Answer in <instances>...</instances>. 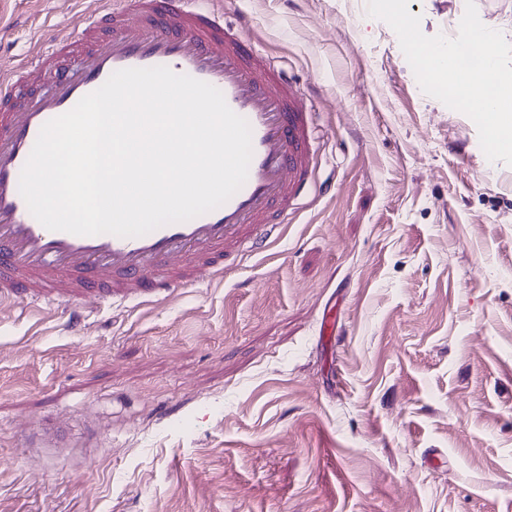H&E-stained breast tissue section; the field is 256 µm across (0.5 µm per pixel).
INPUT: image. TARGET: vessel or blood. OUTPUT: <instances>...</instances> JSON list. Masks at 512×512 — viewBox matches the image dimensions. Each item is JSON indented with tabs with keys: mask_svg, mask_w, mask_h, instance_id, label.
<instances>
[{
	"mask_svg": "<svg viewBox=\"0 0 512 512\" xmlns=\"http://www.w3.org/2000/svg\"><path fill=\"white\" fill-rule=\"evenodd\" d=\"M73 34L0 80V301L30 307L90 299L146 303L224 276L227 261L265 243L316 166L305 95L257 51L243 26L203 0H94ZM165 66L218 88L252 130L242 188L213 211L139 237L45 228L19 191L41 128L116 71Z\"/></svg>",
	"mask_w": 512,
	"mask_h": 512,
	"instance_id": "vessel-or-blood-1",
	"label": "vessel or blood"
}]
</instances>
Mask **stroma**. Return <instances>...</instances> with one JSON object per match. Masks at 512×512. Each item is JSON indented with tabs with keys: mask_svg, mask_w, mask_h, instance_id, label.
Here are the masks:
<instances>
[{
	"mask_svg": "<svg viewBox=\"0 0 512 512\" xmlns=\"http://www.w3.org/2000/svg\"><path fill=\"white\" fill-rule=\"evenodd\" d=\"M208 5L305 92L310 190L220 281L0 302V512H512V166L367 0ZM89 7L0 0V66Z\"/></svg>",
	"mask_w": 512,
	"mask_h": 512,
	"instance_id": "stroma-1",
	"label": "stroma"
}]
</instances>
